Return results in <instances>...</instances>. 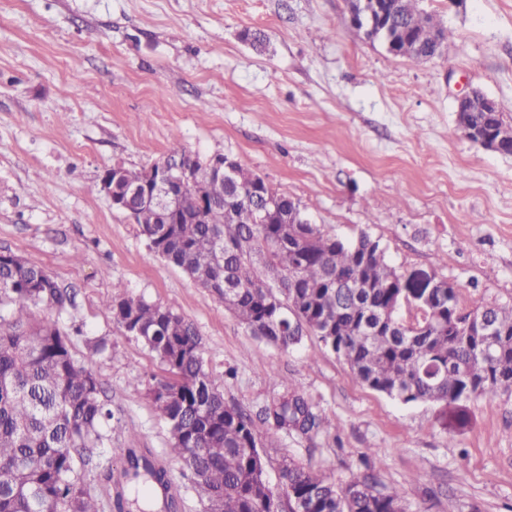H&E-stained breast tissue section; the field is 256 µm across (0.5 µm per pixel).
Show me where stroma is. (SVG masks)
<instances>
[{
  "label": "stroma",
  "instance_id": "1",
  "mask_svg": "<svg viewBox=\"0 0 512 512\" xmlns=\"http://www.w3.org/2000/svg\"><path fill=\"white\" fill-rule=\"evenodd\" d=\"M422 5L453 36L417 63L351 27L346 0H0V250L75 288L63 327L109 338L92 369L120 419L112 466L129 436L168 446L148 387L164 370L104 306L119 283L194 324L227 404L254 413L295 391L338 421L257 423L271 483L286 460L340 485L369 467L404 512H512V398L404 404L315 336L286 351L254 337L96 189L176 147L230 154L325 232L367 233L396 268L453 283L463 308L512 302V156L465 139L455 114L478 89L512 119V0Z\"/></svg>",
  "mask_w": 512,
  "mask_h": 512
}]
</instances>
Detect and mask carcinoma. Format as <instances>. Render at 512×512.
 <instances>
[{"instance_id": "cac0c4a2", "label": "carcinoma", "mask_w": 512, "mask_h": 512, "mask_svg": "<svg viewBox=\"0 0 512 512\" xmlns=\"http://www.w3.org/2000/svg\"><path fill=\"white\" fill-rule=\"evenodd\" d=\"M368 37L391 53L425 62L450 33L418 0H389L384 17L365 22ZM512 154V122L476 112ZM215 202L202 217L169 216L143 205L135 224L151 252L211 292L250 332L282 349L304 334L342 357L354 379L403 403L512 396V304L461 309L456 288H435L405 316L404 273L378 241L349 240L315 224H286L287 195L253 191L261 178L243 167L221 183L200 167ZM75 305V292L19 255L0 252V512H103L99 487L114 512H133L128 485L141 486L151 510L181 512L183 499L166 465L135 437L120 449L119 470L102 465L114 419L97 376L78 357L71 334L47 312ZM121 330L155 355L169 378L151 389L169 435L168 453L198 497L223 512H402V492L377 488L369 473L345 485L283 462L282 485L266 476L264 444L251 415L224 402V379L205 368L201 338L173 306L133 297L121 286L105 304ZM46 315L36 318L32 309ZM264 417L303 434L336 431L296 393L273 398Z\"/></svg>"}]
</instances>
